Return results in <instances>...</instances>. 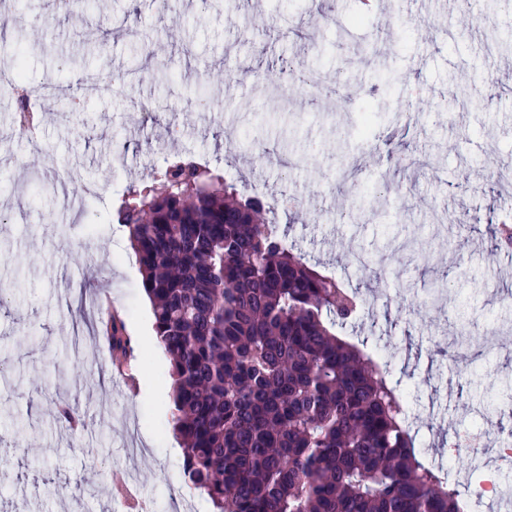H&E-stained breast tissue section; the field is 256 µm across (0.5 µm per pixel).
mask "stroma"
I'll list each match as a JSON object with an SVG mask.
<instances>
[{"label": "stroma", "instance_id": "stroma-1", "mask_svg": "<svg viewBox=\"0 0 512 512\" xmlns=\"http://www.w3.org/2000/svg\"><path fill=\"white\" fill-rule=\"evenodd\" d=\"M460 27L448 0H415L396 21L362 0H25L14 21L32 83L41 152L0 102V512H108L113 480L142 512H213L186 484L173 435L169 359L158 342L127 229L112 219L156 151L289 194L275 213L318 270L368 284L371 311L339 329L410 389L417 447L468 488L512 442V251L488 226L512 207V10L475 0ZM303 59L286 77L288 60ZM343 74L348 100L318 92ZM112 88L82 97L92 78ZM383 103L356 136L365 100ZM108 186L102 202L63 196L69 172ZM387 268L366 282L351 252ZM450 298L429 303L437 280ZM110 298L130 339L111 366L94 298ZM464 333L465 375L436 343ZM86 420L57 423L55 401ZM486 431V453L457 466L456 435Z\"/></svg>", "mask_w": 512, "mask_h": 512}]
</instances>
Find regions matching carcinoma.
<instances>
[{"label":"carcinoma","instance_id":"cac0c4a2","mask_svg":"<svg viewBox=\"0 0 512 512\" xmlns=\"http://www.w3.org/2000/svg\"><path fill=\"white\" fill-rule=\"evenodd\" d=\"M132 187L125 226L169 357L183 474L217 512H464L413 444L406 392L336 336L365 305L288 248L260 201L196 162ZM108 345L126 357L123 325ZM54 416L86 426L78 408Z\"/></svg>","mask_w":512,"mask_h":512}]
</instances>
